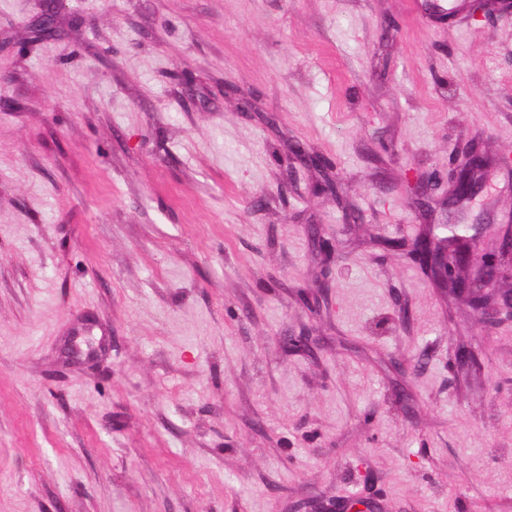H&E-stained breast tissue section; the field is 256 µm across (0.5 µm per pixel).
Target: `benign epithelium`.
Here are the masks:
<instances>
[{
  "instance_id": "1",
  "label": "benign epithelium",
  "mask_w": 512,
  "mask_h": 512,
  "mask_svg": "<svg viewBox=\"0 0 512 512\" xmlns=\"http://www.w3.org/2000/svg\"><path fill=\"white\" fill-rule=\"evenodd\" d=\"M60 0H44L46 12L40 16L44 35L56 34L55 9ZM492 162L471 145L461 151L448 168V194L445 201L447 210H452L476 198L485 188V175ZM412 198L418 200L421 209L429 208V199L433 188L422 179L409 184ZM491 219L477 220L466 225V233L453 242L448 237L437 238L433 233L420 237L422 253H417L414 244H409L406 251L409 257L426 271L427 275L443 286L448 297L465 304H470L471 291L479 290L485 296L484 301L473 307L480 320L493 323L502 314L512 316V294L500 295L496 284L503 269L499 256L507 253L512 256V215L508 218L507 228L501 238L499 249L493 252L481 249V243ZM467 267L473 271L465 279L459 275L460 269ZM290 351L313 352L320 345V340L308 333L287 337Z\"/></svg>"
}]
</instances>
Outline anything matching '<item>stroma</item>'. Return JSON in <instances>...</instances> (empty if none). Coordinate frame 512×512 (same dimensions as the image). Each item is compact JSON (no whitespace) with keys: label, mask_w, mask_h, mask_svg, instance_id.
Returning <instances> with one entry per match:
<instances>
[{"label":"stroma","mask_w":512,"mask_h":512,"mask_svg":"<svg viewBox=\"0 0 512 512\" xmlns=\"http://www.w3.org/2000/svg\"><path fill=\"white\" fill-rule=\"evenodd\" d=\"M40 8L0 0V512H512V319L378 244L447 223L409 184L474 141L456 219L497 248L512 0H61L43 39ZM492 162L476 145L462 150L448 168V211L468 203L485 188V175Z\"/></svg>","instance_id":"obj_1"}]
</instances>
